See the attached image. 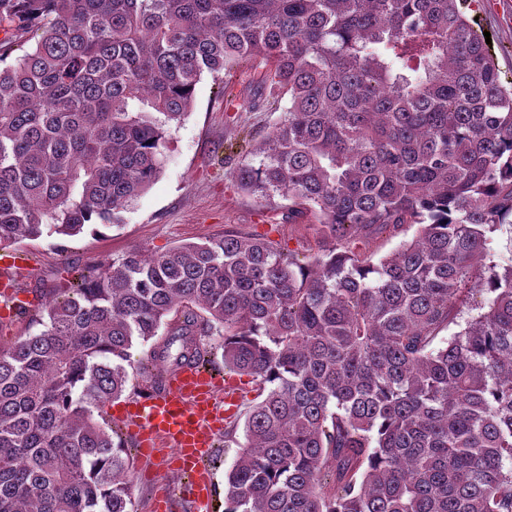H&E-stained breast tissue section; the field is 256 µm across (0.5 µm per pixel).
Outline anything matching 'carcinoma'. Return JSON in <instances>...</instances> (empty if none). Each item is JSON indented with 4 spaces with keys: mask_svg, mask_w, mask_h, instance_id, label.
<instances>
[{
    "mask_svg": "<svg viewBox=\"0 0 512 512\" xmlns=\"http://www.w3.org/2000/svg\"><path fill=\"white\" fill-rule=\"evenodd\" d=\"M470 0H0V246L121 223L205 73L288 97L237 189L329 241L230 231L78 274L0 350V512H132L94 411L139 370L213 362L264 398L224 512H512V87ZM35 46L17 56L18 37ZM418 225L391 254L345 246ZM477 313L459 331L475 296Z\"/></svg>",
    "mask_w": 512,
    "mask_h": 512,
    "instance_id": "cac0c4a2",
    "label": "carcinoma"
}]
</instances>
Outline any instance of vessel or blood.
I'll list each match as a JSON object with an SVG mask.
<instances>
[{"instance_id":"b4317fda","label":"vessel or blood","mask_w":512,"mask_h":512,"mask_svg":"<svg viewBox=\"0 0 512 512\" xmlns=\"http://www.w3.org/2000/svg\"><path fill=\"white\" fill-rule=\"evenodd\" d=\"M21 261L16 252L0 256V319H13L31 306L20 287ZM237 398L234 382L218 385L206 370L185 365L169 373L162 392L143 393L125 406L122 418L143 454L166 453L175 470L187 477L179 493H166L158 501V512H173L182 499L201 506L212 499L213 479L203 462Z\"/></svg>"}]
</instances>
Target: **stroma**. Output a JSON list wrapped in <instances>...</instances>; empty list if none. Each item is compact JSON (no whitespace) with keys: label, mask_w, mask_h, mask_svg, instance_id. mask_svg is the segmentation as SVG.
<instances>
[{"label":"stroma","mask_w":512,"mask_h":512,"mask_svg":"<svg viewBox=\"0 0 512 512\" xmlns=\"http://www.w3.org/2000/svg\"><path fill=\"white\" fill-rule=\"evenodd\" d=\"M472 13L478 18V30L491 34L489 49L502 79H512V0H476ZM253 79L252 73L241 75L237 99L229 105L218 95L220 75L202 76L188 116L171 128L173 143L158 180L123 211L121 225L101 235L88 231L75 239L44 236L14 244V251L28 254L34 263L22 286L36 307L15 320L0 321V348H10L19 337L40 331L39 307L73 285L76 268L112 260L133 247L161 253L235 230L245 235L273 232L275 239L302 257L318 252L321 235L313 224L289 223L285 201L262 206L235 185L237 168L249 160L280 118L269 109L270 95H263L259 107L250 106ZM144 386V377L130 370L123 398L95 413L97 421L117 429L133 458V512H155L157 495L179 481L175 471L139 452L133 432L118 419L124 399L136 396Z\"/></svg>","instance_id":"stroma-1"}]
</instances>
